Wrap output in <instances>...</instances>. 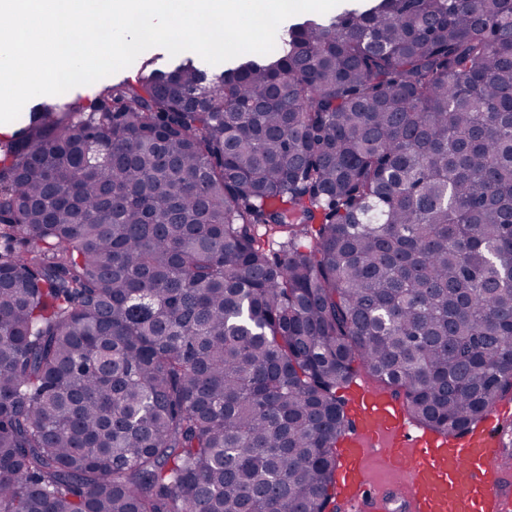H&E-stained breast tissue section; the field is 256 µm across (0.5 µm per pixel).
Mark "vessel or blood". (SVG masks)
Here are the masks:
<instances>
[{"label":"vessel or blood","mask_w":512,"mask_h":512,"mask_svg":"<svg viewBox=\"0 0 512 512\" xmlns=\"http://www.w3.org/2000/svg\"><path fill=\"white\" fill-rule=\"evenodd\" d=\"M352 429L341 441L336 484L343 490V512H512V470L495 446V421L456 442L421 428L403 403L354 383ZM383 458L391 475L373 482L371 455Z\"/></svg>","instance_id":"obj_1"}]
</instances>
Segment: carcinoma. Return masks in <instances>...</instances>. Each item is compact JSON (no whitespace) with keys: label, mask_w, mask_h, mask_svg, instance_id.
<instances>
[{"label":"carcinoma","mask_w":512,"mask_h":512,"mask_svg":"<svg viewBox=\"0 0 512 512\" xmlns=\"http://www.w3.org/2000/svg\"><path fill=\"white\" fill-rule=\"evenodd\" d=\"M0 137V512H334L363 373L512 392V0H377Z\"/></svg>","instance_id":"obj_1"}]
</instances>
